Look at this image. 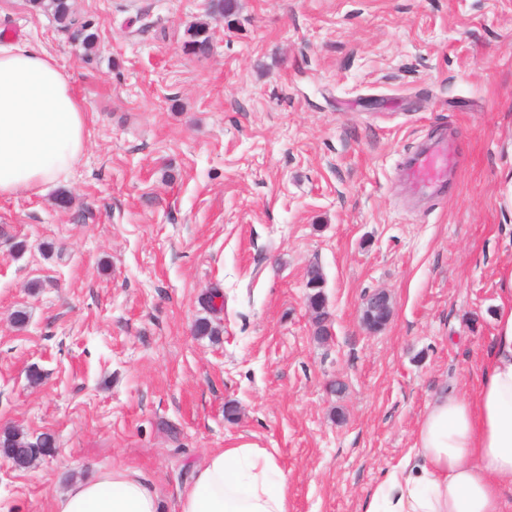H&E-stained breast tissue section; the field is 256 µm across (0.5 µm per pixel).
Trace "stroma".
Listing matches in <instances>:
<instances>
[{
    "label": "stroma",
    "mask_w": 512,
    "mask_h": 512,
    "mask_svg": "<svg viewBox=\"0 0 512 512\" xmlns=\"http://www.w3.org/2000/svg\"><path fill=\"white\" fill-rule=\"evenodd\" d=\"M74 7L98 29L88 62L49 13L0 0V37L72 73L89 129L68 181L0 199V431L56 445L27 470L0 457V512H50L115 466L179 512L209 453L243 443L276 450L292 512H361L435 393L475 394L495 329L512 0H238L204 59L182 44L207 0ZM437 138L459 163L429 198L399 169ZM378 288L393 312L372 333ZM307 288L310 293L308 294V306L313 314H315L319 324L320 332H325V322H327L329 313L326 311L325 298L322 291L323 288V277L317 270H313L310 273V277L307 282ZM361 319L369 332L381 330L391 315V295L385 289H376L369 293L360 305Z\"/></svg>",
    "instance_id": "35a3bbf8"
}]
</instances>
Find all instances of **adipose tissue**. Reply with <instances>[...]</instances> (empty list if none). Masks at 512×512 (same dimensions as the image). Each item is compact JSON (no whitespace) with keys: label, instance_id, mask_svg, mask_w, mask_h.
<instances>
[{"label":"adipose tissue","instance_id":"adipose-tissue-1","mask_svg":"<svg viewBox=\"0 0 512 512\" xmlns=\"http://www.w3.org/2000/svg\"><path fill=\"white\" fill-rule=\"evenodd\" d=\"M87 107L46 49L0 42V198L68 180L86 146ZM495 332L474 396L435 397L399 466L363 512H512V267L501 269ZM275 451L242 444L210 453L179 512H290ZM52 512H158L140 471L116 467L75 482Z\"/></svg>","mask_w":512,"mask_h":512}]
</instances>
